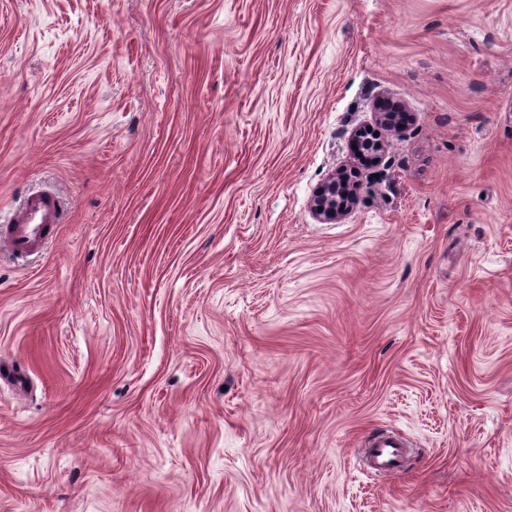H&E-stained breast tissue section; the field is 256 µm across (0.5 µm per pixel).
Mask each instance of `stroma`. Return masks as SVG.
Listing matches in <instances>:
<instances>
[{
  "mask_svg": "<svg viewBox=\"0 0 512 512\" xmlns=\"http://www.w3.org/2000/svg\"><path fill=\"white\" fill-rule=\"evenodd\" d=\"M41 189L0 512H512V0H0V219ZM349 196L347 189L335 175L330 176L314 192L311 209L313 215L323 222H335L336 219L343 216L347 210ZM322 207V211H319ZM407 445L396 432H379L364 443L365 454L373 469L379 472H391L402 467L404 451Z\"/></svg>",
  "mask_w": 512,
  "mask_h": 512,
  "instance_id": "1",
  "label": "stroma"
}]
</instances>
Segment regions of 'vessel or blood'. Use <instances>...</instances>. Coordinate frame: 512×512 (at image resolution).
Segmentation results:
<instances>
[{
  "label": "vessel or blood",
  "instance_id": "obj_1",
  "mask_svg": "<svg viewBox=\"0 0 512 512\" xmlns=\"http://www.w3.org/2000/svg\"><path fill=\"white\" fill-rule=\"evenodd\" d=\"M62 221L63 206L55 195L46 191L32 193L11 213L0 244L16 257L33 255ZM405 446L404 439L395 432L376 433L364 443L370 465L380 472L401 469Z\"/></svg>",
  "mask_w": 512,
  "mask_h": 512
}]
</instances>
